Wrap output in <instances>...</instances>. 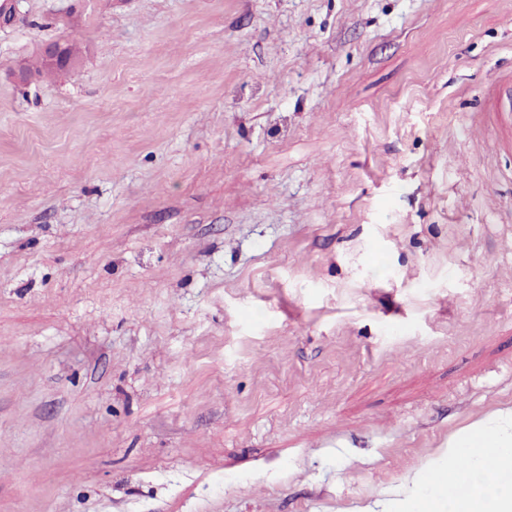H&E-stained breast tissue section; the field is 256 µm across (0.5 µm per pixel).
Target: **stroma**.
<instances>
[{"instance_id":"35a3bbf8","label":"stroma","mask_w":512,"mask_h":512,"mask_svg":"<svg viewBox=\"0 0 512 512\" xmlns=\"http://www.w3.org/2000/svg\"><path fill=\"white\" fill-rule=\"evenodd\" d=\"M507 68L512 0H22L0 512H384L512 407ZM40 55L44 66L59 72L68 71L75 66L74 60L68 55L66 48L61 43L46 44Z\"/></svg>"}]
</instances>
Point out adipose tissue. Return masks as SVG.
Instances as JSON below:
<instances>
[{
    "instance_id": "1",
    "label": "adipose tissue",
    "mask_w": 512,
    "mask_h": 512,
    "mask_svg": "<svg viewBox=\"0 0 512 512\" xmlns=\"http://www.w3.org/2000/svg\"><path fill=\"white\" fill-rule=\"evenodd\" d=\"M445 455L424 474L431 496L407 494L395 512H512V407L464 427Z\"/></svg>"
}]
</instances>
